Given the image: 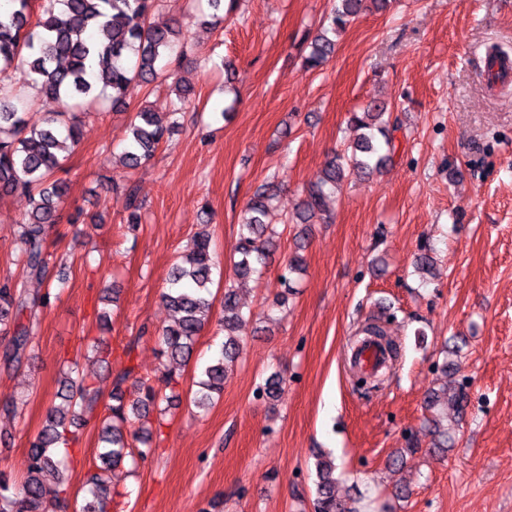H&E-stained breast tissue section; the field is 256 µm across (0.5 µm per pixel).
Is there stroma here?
<instances>
[{"instance_id": "1", "label": "stroma", "mask_w": 512, "mask_h": 512, "mask_svg": "<svg viewBox=\"0 0 512 512\" xmlns=\"http://www.w3.org/2000/svg\"><path fill=\"white\" fill-rule=\"evenodd\" d=\"M332 4L238 0L206 28L197 0H167L154 21L180 25L188 51L177 77L193 91L191 107L136 169L119 163L129 115L143 104L166 114L168 85L132 87L124 111L85 118L65 164L61 221L46 241L60 281L27 278L25 203L0 197V281L53 296L20 367L0 364V401L24 402L0 417V473L12 482L24 479L29 443L56 399L64 360L74 358L100 391L70 453V486L81 488L124 346L138 377L155 382L170 367L154 333L175 319L162 300L173 266L205 224L223 281L234 280L242 211L271 183L275 251L259 283L240 292L253 317L239 330L223 395L205 410L193 402L223 340L217 300L152 436L153 456L108 471L105 512H312L320 449L344 471L337 497L371 501L375 512H512V80L484 77L490 47L512 58V0H390L339 36L329 62L307 68ZM218 56L220 72L211 63ZM373 100L387 102L401 124L392 162L346 182L329 204L330 223L309 225L297 241L287 218L302 190L353 144L349 116ZM131 187L142 204L135 226L127 222ZM297 250L305 270L281 307L279 274ZM426 251L436 264L420 275L414 263ZM111 285L119 296L106 305L102 290ZM371 314L385 317L399 345L377 388L348 372L353 324ZM97 336L112 349L111 368L82 350ZM455 346L462 360L452 376L466 381L470 403L438 453L424 396L449 376L442 352ZM274 373L285 381L282 397H257ZM399 448L406 455L394 473ZM398 483L408 498L394 496Z\"/></svg>"}]
</instances>
